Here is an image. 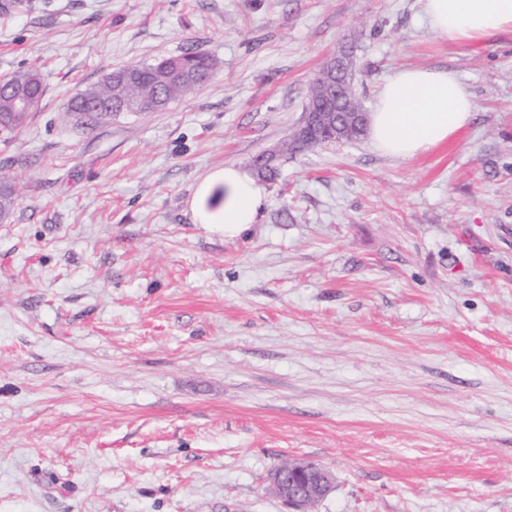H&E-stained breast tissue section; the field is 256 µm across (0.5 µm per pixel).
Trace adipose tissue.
Masks as SVG:
<instances>
[{
    "instance_id": "obj_1",
    "label": "adipose tissue",
    "mask_w": 512,
    "mask_h": 512,
    "mask_svg": "<svg viewBox=\"0 0 512 512\" xmlns=\"http://www.w3.org/2000/svg\"><path fill=\"white\" fill-rule=\"evenodd\" d=\"M430 29L451 43L478 42L512 31V0H425ZM474 104L456 76L443 69H402L384 85L371 113L372 144L407 159L441 145L464 129ZM266 202L257 182L227 166L197 186L190 209L199 224H217L233 237L255 223Z\"/></svg>"
}]
</instances>
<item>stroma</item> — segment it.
I'll list each match as a JSON object with an SVG mask.
<instances>
[{
  "label": "stroma",
  "mask_w": 512,
  "mask_h": 512,
  "mask_svg": "<svg viewBox=\"0 0 512 512\" xmlns=\"http://www.w3.org/2000/svg\"><path fill=\"white\" fill-rule=\"evenodd\" d=\"M354 48L373 109L445 68L470 123L414 158L368 137L276 161L255 224L194 223ZM185 52L213 79L87 129L68 99ZM46 92L0 135V512H288L269 474L335 477L314 512H512V32L451 44L424 0H0V81Z\"/></svg>",
  "instance_id": "obj_1"
}]
</instances>
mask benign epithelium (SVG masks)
<instances>
[{"label": "benign epithelium", "instance_id": "benign-epithelium-1", "mask_svg": "<svg viewBox=\"0 0 512 512\" xmlns=\"http://www.w3.org/2000/svg\"><path fill=\"white\" fill-rule=\"evenodd\" d=\"M352 65V51L343 49L330 57L315 78L326 86L332 83L344 86L351 79ZM336 135L331 108L322 98L315 99L304 112L297 136L312 142L316 139L333 141ZM334 483L335 478L329 470L310 460L291 462L273 470L270 477L273 491L292 512H312L315 504L332 490Z\"/></svg>", "mask_w": 512, "mask_h": 512}]
</instances>
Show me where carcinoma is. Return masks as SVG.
<instances>
[{
  "instance_id": "1",
  "label": "carcinoma",
  "mask_w": 512,
  "mask_h": 512,
  "mask_svg": "<svg viewBox=\"0 0 512 512\" xmlns=\"http://www.w3.org/2000/svg\"><path fill=\"white\" fill-rule=\"evenodd\" d=\"M215 69L212 59L202 53L187 52L182 55L159 59L153 63L125 68L130 80L116 79L112 84L103 82L84 90L86 97L102 102L112 101V107L118 109L135 98L157 97L164 101L161 108L201 90L210 80ZM46 85L44 76L37 69L15 72L0 84V129L10 132L17 126L9 124L7 118L13 110L14 100L25 96L35 104H40ZM336 121L342 128L338 140H354L362 136L344 112L336 114Z\"/></svg>"
}]
</instances>
